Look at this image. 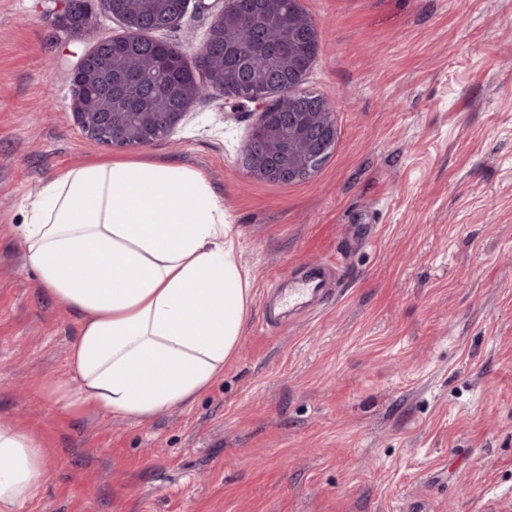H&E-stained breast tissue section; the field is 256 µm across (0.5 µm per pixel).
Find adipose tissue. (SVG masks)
Segmentation results:
<instances>
[{"label":"adipose tissue","instance_id":"adipose-tissue-1","mask_svg":"<svg viewBox=\"0 0 512 512\" xmlns=\"http://www.w3.org/2000/svg\"><path fill=\"white\" fill-rule=\"evenodd\" d=\"M20 244L45 292L78 320L68 378L47 387L61 409L147 421L223 375L251 282L201 171L113 159L71 167L32 202ZM49 478L40 438L0 424V512H22Z\"/></svg>","mask_w":512,"mask_h":512}]
</instances>
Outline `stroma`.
<instances>
[{"label": "stroma", "mask_w": 512, "mask_h": 512, "mask_svg": "<svg viewBox=\"0 0 512 512\" xmlns=\"http://www.w3.org/2000/svg\"><path fill=\"white\" fill-rule=\"evenodd\" d=\"M324 43L303 82L336 144L309 178H250L257 116L198 99L166 138L116 147L75 121L59 0H0V422L43 437L23 512H512V0H300ZM187 0L160 40L193 58ZM203 172L237 230L250 313L223 378L141 423L61 411L73 314L18 240L42 187L91 160ZM344 253L339 294L267 324L271 283Z\"/></svg>", "instance_id": "stroma-1"}]
</instances>
